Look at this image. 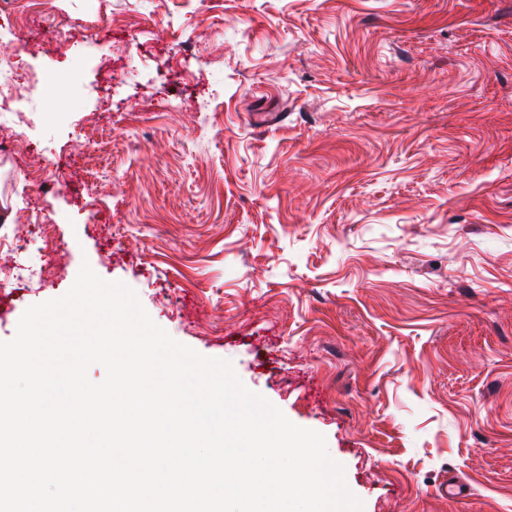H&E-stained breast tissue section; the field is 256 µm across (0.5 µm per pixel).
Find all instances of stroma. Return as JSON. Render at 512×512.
Instances as JSON below:
<instances>
[{
  "instance_id": "stroma-1",
  "label": "stroma",
  "mask_w": 512,
  "mask_h": 512,
  "mask_svg": "<svg viewBox=\"0 0 512 512\" xmlns=\"http://www.w3.org/2000/svg\"><path fill=\"white\" fill-rule=\"evenodd\" d=\"M19 36L45 170L0 156V216L43 221L0 341L89 262L323 434L363 512H512V0H47ZM47 236L60 278L6 280Z\"/></svg>"
}]
</instances>
